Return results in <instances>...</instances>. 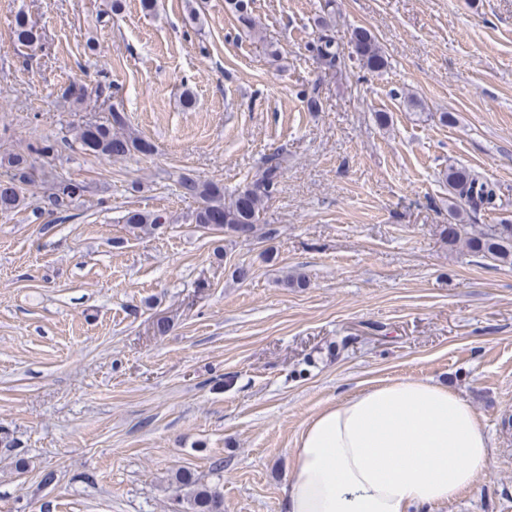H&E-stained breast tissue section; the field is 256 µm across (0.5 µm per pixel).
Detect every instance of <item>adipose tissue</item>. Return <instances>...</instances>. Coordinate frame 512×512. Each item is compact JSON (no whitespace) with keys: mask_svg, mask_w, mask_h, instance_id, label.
<instances>
[{"mask_svg":"<svg viewBox=\"0 0 512 512\" xmlns=\"http://www.w3.org/2000/svg\"><path fill=\"white\" fill-rule=\"evenodd\" d=\"M291 455L282 512H427L494 464L470 403L448 386L408 377L323 407Z\"/></svg>","mask_w":512,"mask_h":512,"instance_id":"1","label":"adipose tissue"}]
</instances>
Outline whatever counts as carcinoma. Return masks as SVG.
<instances>
[{"label":"carcinoma","instance_id":"1","mask_svg":"<svg viewBox=\"0 0 512 512\" xmlns=\"http://www.w3.org/2000/svg\"><path fill=\"white\" fill-rule=\"evenodd\" d=\"M238 21L250 32L257 31L255 21L248 14L246 0H227ZM13 34L18 43L32 46L39 42L38 30L28 17L19 12L15 15ZM352 50L344 53L332 36L321 35L310 47L312 55L328 69L344 63L345 58L358 61L371 72L387 67V60L372 33L359 28L351 42ZM61 97L72 105L80 106L86 98L84 86L68 85ZM75 141L85 151L105 159L125 158L132 153L147 155L153 152V144L126 129V117L118 109H111L103 121L85 123L76 127ZM68 145L66 138L58 141L44 140L30 145L28 152L0 153V213H13L27 205L26 186L35 182V173L50 179L48 191L37 206L40 213H61L69 208L75 197L81 195L84 186L63 179L46 170V166L58 153L59 145ZM42 168H37L36 163ZM281 177V158L277 154L266 157L260 176L245 183L230 196L224 187L214 182H202L190 175L179 174L176 178L180 196L192 199L197 207L191 214L192 223L224 233L229 241H248L256 237L261 216L272 198ZM450 193V205L465 206L477 213L491 210L498 197L496 186L472 174L465 167L450 165L444 173ZM167 222L166 216L140 210H130L124 215V223L134 228L158 226ZM448 245L463 243L468 250L480 257L512 264V224H500L488 231L467 233L465 225L450 224L443 229ZM175 481L189 489L187 503L191 512H224V496L217 485L200 482L190 472L175 476Z\"/></svg>","mask_w":512,"mask_h":512}]
</instances>
